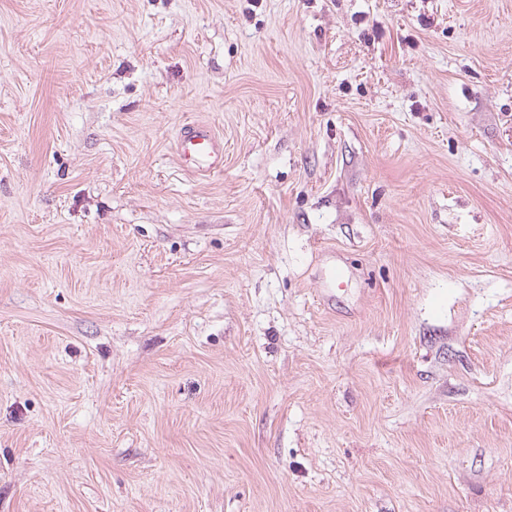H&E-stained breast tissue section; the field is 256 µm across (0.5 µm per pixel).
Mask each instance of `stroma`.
Returning <instances> with one entry per match:
<instances>
[{"mask_svg":"<svg viewBox=\"0 0 512 512\" xmlns=\"http://www.w3.org/2000/svg\"><path fill=\"white\" fill-rule=\"evenodd\" d=\"M0 512H512V0H0ZM175 149L179 162L199 174H217L224 169V140L208 124L186 122L178 133Z\"/></svg>","mask_w":512,"mask_h":512,"instance_id":"1","label":"stroma"}]
</instances>
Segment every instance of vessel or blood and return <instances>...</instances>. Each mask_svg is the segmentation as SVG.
<instances>
[{
  "label": "vessel or blood",
  "instance_id": "1",
  "mask_svg": "<svg viewBox=\"0 0 512 512\" xmlns=\"http://www.w3.org/2000/svg\"><path fill=\"white\" fill-rule=\"evenodd\" d=\"M179 162L202 175L217 174L224 169V141L208 124L186 122L176 139Z\"/></svg>",
  "mask_w": 512,
  "mask_h": 512
}]
</instances>
